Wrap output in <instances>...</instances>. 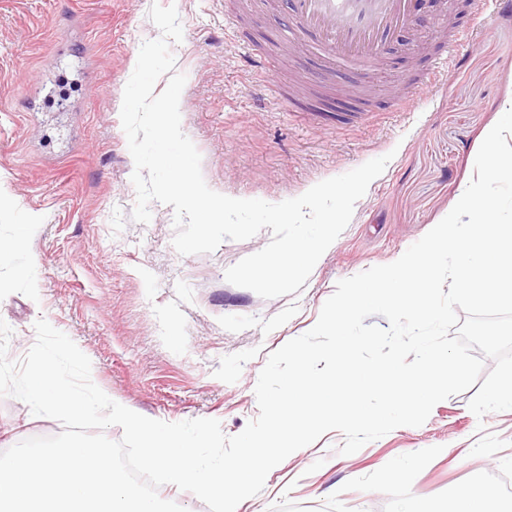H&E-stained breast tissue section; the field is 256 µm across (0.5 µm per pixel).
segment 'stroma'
I'll use <instances>...</instances> for the list:
<instances>
[{
    "label": "stroma",
    "instance_id": "1",
    "mask_svg": "<svg viewBox=\"0 0 512 512\" xmlns=\"http://www.w3.org/2000/svg\"><path fill=\"white\" fill-rule=\"evenodd\" d=\"M175 5L172 44L185 74L181 127L206 184L233 198L279 203L328 178L389 156L352 219L293 294L264 299L228 283L227 268L265 247L270 229L182 256L172 207L154 202L135 222L134 162L120 110L141 44L160 37L152 3ZM239 20L224 37V17ZM474 28L452 71L425 80L454 28ZM286 0H0V239L28 231L0 261V319L21 360L46 319L92 363L91 379L165 422L218 420L240 433L259 413L255 386L269 355L310 330L339 280L385 265L451 210L487 130L512 98V9L486 0H437L386 46L385 77L314 96L323 77L302 43L282 37ZM471 26V25H470ZM274 54L259 75L238 43ZM414 89L411 110L393 98ZM366 110L349 123V105ZM28 267L29 284L14 282ZM470 392L437 403L350 455L341 432L284 460L238 512H450L457 492L492 488L489 512L512 506L495 489L512 478V410L476 418ZM62 425L0 398V451Z\"/></svg>",
    "mask_w": 512,
    "mask_h": 512
}]
</instances>
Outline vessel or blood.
Returning a JSON list of instances; mask_svg holds the SVG:
<instances>
[{"label": "vessel or blood", "instance_id": "obj_1", "mask_svg": "<svg viewBox=\"0 0 512 512\" xmlns=\"http://www.w3.org/2000/svg\"><path fill=\"white\" fill-rule=\"evenodd\" d=\"M288 35L330 66L369 77L395 31L413 25L412 0H291Z\"/></svg>", "mask_w": 512, "mask_h": 512}]
</instances>
